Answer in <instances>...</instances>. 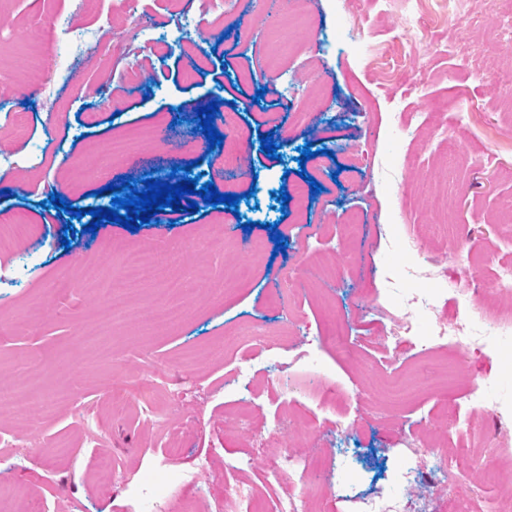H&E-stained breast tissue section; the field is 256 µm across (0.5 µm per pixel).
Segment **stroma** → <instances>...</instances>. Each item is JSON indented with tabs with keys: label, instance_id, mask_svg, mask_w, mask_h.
<instances>
[{
	"label": "stroma",
	"instance_id": "35a3bbf8",
	"mask_svg": "<svg viewBox=\"0 0 512 512\" xmlns=\"http://www.w3.org/2000/svg\"><path fill=\"white\" fill-rule=\"evenodd\" d=\"M449 0H419L425 28L413 42L397 37V11L381 0H299L279 30L253 31L250 17L263 0H237L230 15L208 12L205 0H134V13H119L116 0H0V76L12 88L0 102V137L27 170L25 183L0 174V217L21 219L27 235H0V382L33 380L39 398L72 388L74 402L53 412L21 416L0 409V436L17 435L14 448L0 446V506L5 512H184L186 489L201 494V512H218L227 490L248 492L273 508L281 488L267 474L271 457L302 458L320 449L334 486L317 495L316 512H366L369 504L393 512H459L463 496L482 481L474 461L456 487L434 494H403L397 481L410 464L408 449L427 447L439 430L436 401L415 393L395 407L378 393L386 380L406 379L421 356L428 322L418 318L411 336L394 335L389 314H402L395 288L427 249L448 280L471 272L468 294L437 292L432 280L410 287L433 290L437 312L462 317L470 301L488 302L492 312L512 310L500 290L498 270L512 266V90L498 81L512 71V40L486 29L471 30L478 53L459 43L448 20ZM112 15L126 32L131 54L145 59V81L124 79L126 61L98 53L85 64L87 48L66 39L49 42L46 26L96 28ZM207 49L197 53L198 34ZM169 43L165 55L153 39ZM37 45L42 70L28 64ZM233 54L229 78L243 91L230 104L251 146L249 171L225 179L219 151L209 148L193 120L217 89L213 48ZM400 62L424 89L406 94L385 79L386 65ZM27 112V129L11 125L12 112ZM470 116L465 132L452 117ZM96 113L95 123L85 121ZM184 143L180 151L159 145L149 167L113 165L106 175L87 173L69 184L71 168L85 166L103 142L123 138L157 117ZM272 134L278 159L260 149ZM334 151V158L298 164L305 144ZM192 165L202 182L219 193L237 194V207L200 204L172 224V211L158 222L130 231L103 223L85 233V220L43 207L59 193L73 207L106 208L109 185L170 174ZM318 182L320 193L289 200L277 209L274 194L292 186L299 171ZM263 193H251L252 184ZM249 213L243 228L238 213ZM453 225L448 240L424 238L423 225ZM74 228L64 236L65 224ZM276 224L285 251L275 254L269 224ZM70 238L63 248L62 238ZM168 244L170 264L201 288L182 295L187 314L153 323L148 307L165 302L162 285L124 292L125 309L106 315L94 291L61 294L58 274L85 263L101 278L119 266L123 249ZM293 289L292 308L270 305L269 291ZM377 307L361 305L363 295ZM338 312L346 320L349 357L321 344L323 319ZM297 323L305 339H285L269 350L244 343L247 326L284 335ZM512 340L500 352L459 345L451 356L458 378L450 390L465 425L453 433L464 441L487 432L504 448L497 466L512 473ZM161 392L158 418L141 415L146 382ZM494 382L508 403L501 415L483 413L479 387ZM71 451L53 453L56 441ZM177 455H169L168 445ZM112 459V472L96 468Z\"/></svg>",
	"mask_w": 512,
	"mask_h": 512
}]
</instances>
